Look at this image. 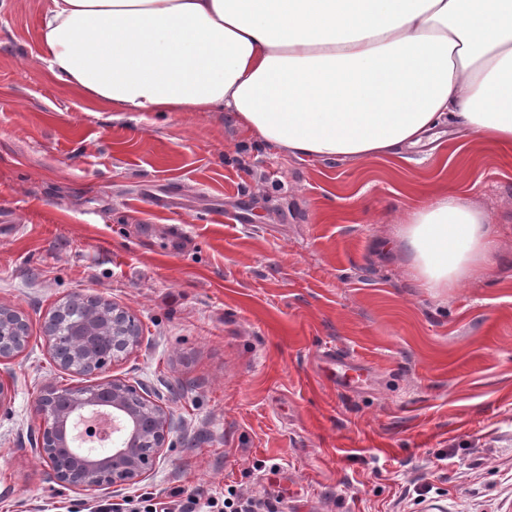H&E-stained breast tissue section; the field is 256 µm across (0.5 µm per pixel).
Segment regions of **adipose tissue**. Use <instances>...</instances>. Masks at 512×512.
I'll return each mask as SVG.
<instances>
[{"label": "adipose tissue", "instance_id": "obj_1", "mask_svg": "<svg viewBox=\"0 0 512 512\" xmlns=\"http://www.w3.org/2000/svg\"><path fill=\"white\" fill-rule=\"evenodd\" d=\"M41 61L115 112H226L315 158L397 156L452 126L512 153V0H51ZM399 222L422 287L491 258L448 192Z\"/></svg>", "mask_w": 512, "mask_h": 512}]
</instances>
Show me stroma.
<instances>
[{"label":"stroma","mask_w":512,"mask_h":512,"mask_svg":"<svg viewBox=\"0 0 512 512\" xmlns=\"http://www.w3.org/2000/svg\"><path fill=\"white\" fill-rule=\"evenodd\" d=\"M49 6L0 0V214L19 226L0 238V304L31 334L0 365V512H98L52 496L35 450L43 387L88 382L42 337L77 294L136 317L111 374L177 424L112 512L229 488L271 512H512V156L452 133L401 158L307 159L220 112H114L40 61ZM438 190L488 215L494 256L433 292L397 219Z\"/></svg>","instance_id":"obj_1"}]
</instances>
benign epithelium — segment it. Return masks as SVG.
<instances>
[{
  "label": "benign epithelium",
  "mask_w": 512,
  "mask_h": 512,
  "mask_svg": "<svg viewBox=\"0 0 512 512\" xmlns=\"http://www.w3.org/2000/svg\"><path fill=\"white\" fill-rule=\"evenodd\" d=\"M97 305L112 316V336L106 343L90 331L57 335L54 323L62 314L61 308L50 313L43 333L49 354L59 368L83 376L98 375L140 345L141 328L127 309L101 301ZM5 321L10 323V333L0 341V363L18 356L29 340L28 323L19 312L0 307V324ZM98 403L107 404L113 415L124 419L127 431L113 438L108 454H75L73 464H59V453L69 451L64 424ZM34 411L41 420L36 451L49 464L51 481L62 489L101 497L145 481L159 463L175 425L169 410L148 399L129 381L114 376L74 388L47 386L37 398Z\"/></svg>",
  "instance_id": "7a95c632"
}]
</instances>
